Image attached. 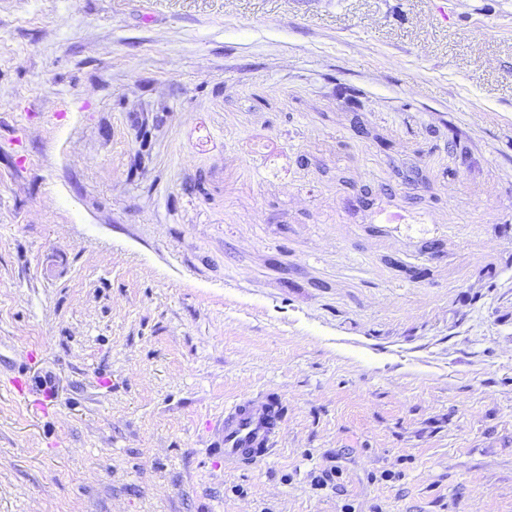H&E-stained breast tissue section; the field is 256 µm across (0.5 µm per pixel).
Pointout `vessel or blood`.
Masks as SVG:
<instances>
[{
    "label": "vessel or blood",
    "mask_w": 512,
    "mask_h": 512,
    "mask_svg": "<svg viewBox=\"0 0 512 512\" xmlns=\"http://www.w3.org/2000/svg\"><path fill=\"white\" fill-rule=\"evenodd\" d=\"M285 421L279 395L246 394L226 403L223 418L210 430L225 462L245 468L273 454Z\"/></svg>",
    "instance_id": "1"
}]
</instances>
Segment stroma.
Wrapping results in <instances>:
<instances>
[{
    "mask_svg": "<svg viewBox=\"0 0 512 512\" xmlns=\"http://www.w3.org/2000/svg\"><path fill=\"white\" fill-rule=\"evenodd\" d=\"M0 512H512V0H0ZM286 421L281 397L269 392L242 395L224 405V417L208 430L224 463L249 467L271 456Z\"/></svg>",
    "mask_w": 512,
    "mask_h": 512,
    "instance_id": "obj_1",
    "label": "stroma"
}]
</instances>
